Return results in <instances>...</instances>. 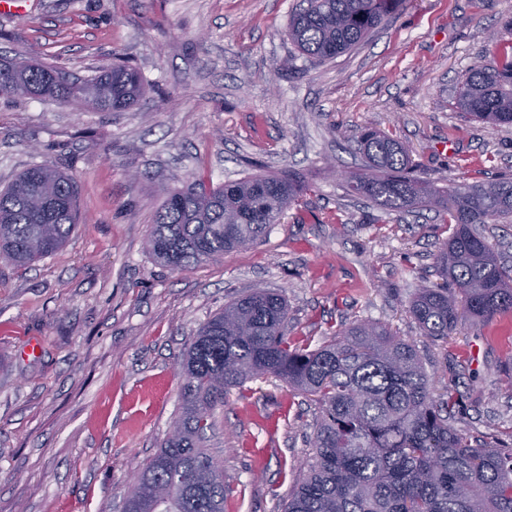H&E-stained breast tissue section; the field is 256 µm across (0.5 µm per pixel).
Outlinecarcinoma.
Wrapping results in <instances>:
<instances>
[{
	"label": "carcinoma",
	"mask_w": 512,
	"mask_h": 512,
	"mask_svg": "<svg viewBox=\"0 0 512 512\" xmlns=\"http://www.w3.org/2000/svg\"><path fill=\"white\" fill-rule=\"evenodd\" d=\"M288 39L323 62L364 42L403 0H306ZM139 74L114 65L88 79L27 59L0 61V97L75 101L124 111L142 96ZM455 108L471 120L512 125V52L480 62L459 83ZM366 169L346 189L384 211H444L454 231L436 256L441 285L423 286L408 311L423 335L446 338L465 318L512 314V266L483 234L512 223V180L440 188L411 173L409 150L371 129L354 136ZM309 189L290 170L170 193L153 218L147 251L183 270L265 238ZM77 221L65 173L35 165L0 190V256L26 265L60 249ZM180 413L155 455L137 466L125 512H224V468L203 448L224 396L271 375L319 405L312 452L283 469L294 482L284 512H512V450L473 445L449 424L415 346L379 322H358L316 349L288 337V302L258 288L203 324L180 365Z\"/></svg>",
	"instance_id": "1"
}]
</instances>
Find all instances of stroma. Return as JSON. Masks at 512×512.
Here are the masks:
<instances>
[{
  "label": "stroma",
  "mask_w": 512,
  "mask_h": 512,
  "mask_svg": "<svg viewBox=\"0 0 512 512\" xmlns=\"http://www.w3.org/2000/svg\"><path fill=\"white\" fill-rule=\"evenodd\" d=\"M303 0H33L0 17V56L87 79L121 59L145 85L123 112L0 98V187L36 164L69 174L78 222L34 265L0 258V512H123L135 462L179 413L178 363L199 327L257 288L288 301V335L319 347L360 321L412 342L450 423L512 441V318L423 336L407 312L436 285L437 213H388L346 191L364 128L408 146L447 186L512 175V126L454 106L469 68L512 47V0H405L353 50L311 64L288 40ZM293 170L309 191L259 244L171 269L145 248L166 196ZM36 354H27L30 341ZM314 401L270 378L214 411L205 446L227 512H282L284 462L311 451Z\"/></svg>",
  "instance_id": "stroma-1"
}]
</instances>
